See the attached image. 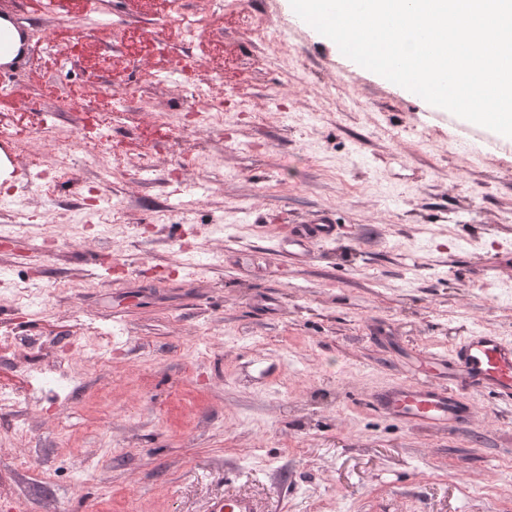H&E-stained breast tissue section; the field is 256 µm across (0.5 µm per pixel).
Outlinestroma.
Masks as SVG:
<instances>
[{"label": "stroma", "instance_id": "1", "mask_svg": "<svg viewBox=\"0 0 512 512\" xmlns=\"http://www.w3.org/2000/svg\"><path fill=\"white\" fill-rule=\"evenodd\" d=\"M250 2L287 32L278 67L232 14L187 37L154 28L169 0H0L47 35L0 70V326L35 340L0 358L18 395L0 408V512H207L224 494L259 512H512V404L475 394L459 428L370 404L410 380L408 355L512 340V142L455 153L457 116L299 26L290 0ZM188 55L223 134L152 123L166 108L184 126ZM130 84L139 100L85 156L71 100ZM321 213L339 239L288 263L280 241ZM93 336L111 368L72 358Z\"/></svg>", "mask_w": 512, "mask_h": 512}]
</instances>
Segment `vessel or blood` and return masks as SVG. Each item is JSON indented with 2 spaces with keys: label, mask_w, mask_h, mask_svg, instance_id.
Wrapping results in <instances>:
<instances>
[{
  "label": "vessel or blood",
  "mask_w": 512,
  "mask_h": 512,
  "mask_svg": "<svg viewBox=\"0 0 512 512\" xmlns=\"http://www.w3.org/2000/svg\"><path fill=\"white\" fill-rule=\"evenodd\" d=\"M336 227L328 221L300 225L288 242L286 257L299 263L311 241L332 242ZM427 374L376 392L373 405L403 425L463 426L473 415L471 394L488 391L512 403V340L494 332L474 331L446 353L422 357ZM209 512H258L249 497L227 494L211 500Z\"/></svg>",
  "instance_id": "obj_1"
}]
</instances>
